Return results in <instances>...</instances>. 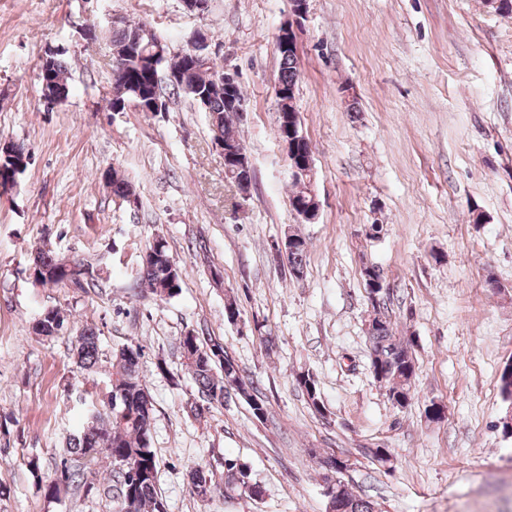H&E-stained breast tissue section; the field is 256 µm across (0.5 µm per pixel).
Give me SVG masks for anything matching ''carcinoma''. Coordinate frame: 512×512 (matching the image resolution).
I'll use <instances>...</instances> for the list:
<instances>
[{
  "mask_svg": "<svg viewBox=\"0 0 512 512\" xmlns=\"http://www.w3.org/2000/svg\"><path fill=\"white\" fill-rule=\"evenodd\" d=\"M62 52L51 50L50 60L55 84L66 90L68 67L61 59ZM180 75L175 82L162 86L155 82L160 72ZM301 78L299 56L296 53L280 55L278 84L288 90V95L277 97V125L288 123V136L292 137L287 153L289 168H298L293 174L295 191L290 196V205L298 213L315 216L319 207L313 190V168L307 165L311 159V145L302 135L301 121L296 107V94ZM112 102L121 109L134 107L140 112L162 113L169 111V104L180 98H187L208 114L212 140L237 150L244 144L237 136L232 114L234 103L242 102L239 85H224L216 66L198 62L186 66L185 52L170 51L155 32L145 23L116 25L112 29ZM112 195L131 201L134 197L130 181L119 171L110 168L103 173ZM296 243L288 246V254L276 250L277 256H285L290 274L300 279L307 263L308 244L295 233ZM158 245L148 242L145 250L153 251L147 258H141L138 279L159 300H168L181 290L182 271L174 262L167 242L156 237ZM30 265L37 266L34 282L38 284L64 283L69 280L71 261L56 256L48 247H43L29 259ZM361 276L368 292L385 287V278L380 276L376 264L362 262ZM375 317L366 332L370 351L382 356L384 369L380 387L385 389L388 399L402 409L413 398V382L418 365L413 355V340L399 336L391 322L383 318L382 310L373 308ZM65 319L54 309L42 313L33 326V332L45 338H54L64 329ZM76 365L84 370L92 369L98 362V336L83 329L71 342ZM179 348L182 365L191 376L197 388V396L190 404V411L200 417L213 405H224V398L235 395L240 399L257 398L249 404L253 417L261 420L267 413L265 400L258 395L252 383L240 377V369L229 357L220 343H208L199 334L180 337ZM210 352L212 358L201 360L200 352ZM299 387L306 393L314 412L322 414L324 405L316 381L308 374L297 378ZM110 403L100 409L95 404L86 411V422L70 442L72 454L79 465L75 468L62 465L60 476L45 485V494L57 498L69 487L82 488L85 494L99 492V487L87 480V474L94 471L102 456L111 459L115 485L112 498L118 512H165V504L158 486L159 462L150 445V431L153 420V404L144 381L142 348L124 344L112 355V378L110 380ZM189 485L194 494L205 498L217 490L232 497L257 498L263 493L261 485L251 477V471L236 459H224V482L216 480L214 474L200 464L187 473ZM328 498V509L340 512H374L371 501L353 493L346 484H340L339 496L324 492Z\"/></svg>",
  "mask_w": 512,
  "mask_h": 512,
  "instance_id": "obj_1",
  "label": "carcinoma"
}]
</instances>
